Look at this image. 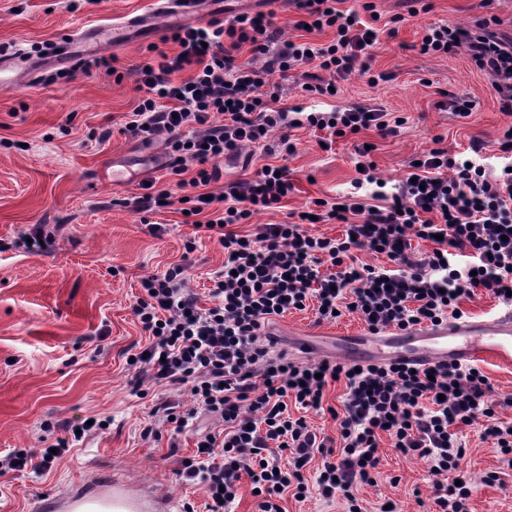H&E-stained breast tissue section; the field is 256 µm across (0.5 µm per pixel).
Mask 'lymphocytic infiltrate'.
Returning a JSON list of instances; mask_svg holds the SVG:
<instances>
[{"mask_svg":"<svg viewBox=\"0 0 512 512\" xmlns=\"http://www.w3.org/2000/svg\"><path fill=\"white\" fill-rule=\"evenodd\" d=\"M293 2L305 14L296 28L331 32L330 41L285 39L266 15L240 14L175 30L170 39L176 51H157L139 70L141 96L125 132L147 141L164 138L178 160L195 162L197 169L189 181L194 195L148 192L136 206L155 213L177 200L187 204L195 232L216 235L224 265L213 277L208 307L188 288L186 265L142 278L144 294L133 314L148 340L133 354L134 384L187 391L191 409L165 400L154 410L174 433H182L198 409L222 422V433L201 439L200 451L177 471L182 483L201 486L206 512H228L244 478L259 492L257 512H283L279 501L288 491L300 502L316 495L328 503L343 500L347 512H362L354 490L373 483L385 436L395 451L432 469L434 495L426 512H467L468 483L442 481L465 454L458 425L482 422L484 438L502 455L512 454V423L500 419L488 401L491 385L478 366L304 364L274 352L264 329L310 301L319 320H333L345 309L372 332L461 317L462 298L481 288L512 301V171L489 173L480 161V143L466 153L433 149L388 193L376 189L374 166L365 160L353 192L314 199L313 211L297 212L295 220L234 232V225L278 207L292 192L288 169L263 165L209 197L204 189L215 178L209 160L275 131L282 134V153L290 155L291 129L341 138L370 128L389 135L404 123L377 103L328 112L281 106L283 86L298 68L306 71L303 90L321 95L356 73L369 84L380 81L369 68L380 38L361 17L372 11L370 0L358 11L344 8V0ZM500 25L493 16L472 26H432L422 33L419 52L465 53L490 78L501 112L512 117V34L501 33ZM245 44L251 56L241 62L236 52ZM366 184L375 188L371 205L358 193ZM313 218L343 224L342 237L310 234L306 225ZM416 239L432 245L425 259L415 256ZM357 250L387 256L392 266L355 262ZM339 381L346 391L332 437L311 427L304 413L323 411L326 389ZM295 407L301 416L292 415ZM87 428L83 421L47 426L52 448L8 452L0 457V476L22 466L51 469L50 452L64 454L69 434ZM285 452L292 468L281 466ZM314 460L319 466L310 484L302 470Z\"/></svg>","mask_w":512,"mask_h":512,"instance_id":"f902f5d3","label":"lymphocytic infiltrate"}]
</instances>
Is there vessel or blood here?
<instances>
[{
	"label": "vessel or blood",
	"instance_id": "obj_1",
	"mask_svg": "<svg viewBox=\"0 0 512 512\" xmlns=\"http://www.w3.org/2000/svg\"><path fill=\"white\" fill-rule=\"evenodd\" d=\"M156 10L166 20L174 21L197 16L198 3L197 0H158ZM107 44L102 29L83 30L61 39L55 60L69 67L95 56ZM335 353L345 363L400 362L428 367L451 362L462 366L491 362L507 368L512 366V307L484 318L464 316L407 330L346 334L336 337Z\"/></svg>",
	"mask_w": 512,
	"mask_h": 512
}]
</instances>
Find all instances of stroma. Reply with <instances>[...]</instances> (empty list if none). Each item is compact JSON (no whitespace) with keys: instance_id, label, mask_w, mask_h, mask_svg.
<instances>
[{"instance_id":"35a3bbf8","label":"stroma","mask_w":512,"mask_h":512,"mask_svg":"<svg viewBox=\"0 0 512 512\" xmlns=\"http://www.w3.org/2000/svg\"><path fill=\"white\" fill-rule=\"evenodd\" d=\"M372 2L381 35L370 66L372 73L385 74V81L372 86L354 75L338 80L337 95L329 97L303 91L296 74L283 102L309 110L376 102L404 118L403 127L389 136L373 129L349 135L328 151L320 148L317 134L292 130L296 151L286 165L294 191L281 207L235 225V232L283 223L313 199L351 191L355 150L365 142L375 144L376 175L390 186L404 177L413 158L436 148L456 153L479 141L487 168L504 165L496 142L512 117L500 112L490 79L465 53L423 55L417 44L432 25L472 24L490 15L512 23V0ZM152 7V0L81 6L74 0H0V55L20 49L39 67L30 84L0 87V452L41 447V427L48 421L112 420L109 429L73 442L44 474L27 469L0 476V512H68L70 499L90 498L113 485L138 498L144 512H184L189 504L196 512L204 508L203 491L181 483L177 470L197 438L218 432L221 423L201 411L184 433L172 435L155 423L152 407L161 397L185 404L188 396L173 387L136 396L135 372L126 363L129 349L146 343L132 314L142 278L164 273L187 254L193 261L189 285L205 299L211 273L224 263L221 245L195 240L177 206L153 214L154 222L167 227L158 239L145 231L143 214L133 205L144 182L171 189L177 181L164 142L146 143L123 131L140 96L137 72L149 61L151 47L174 51L167 41L172 29L160 18L154 35L106 47L102 55L117 68L115 78L90 60L64 76L52 62L65 34ZM200 9L220 20L263 12L290 37L301 18L290 0H202ZM460 94L476 104L468 118L439 110L440 102ZM105 130L111 136L103 142L99 135ZM124 159L144 162L145 171L140 180L113 185L112 165ZM265 162L261 147L253 145L209 161L219 174L211 191L253 176ZM37 224L48 245L32 252L18 240ZM271 327L285 349L307 330L333 335L366 329L358 314L322 321L311 305L277 317ZM458 434L466 448L461 470L471 486L469 512H512V469L503 455L483 439L480 424L459 425ZM433 493L423 462L385 447L373 484L360 486L356 496L363 512H379L386 502L394 512H423L422 502Z\"/></svg>"}]
</instances>
